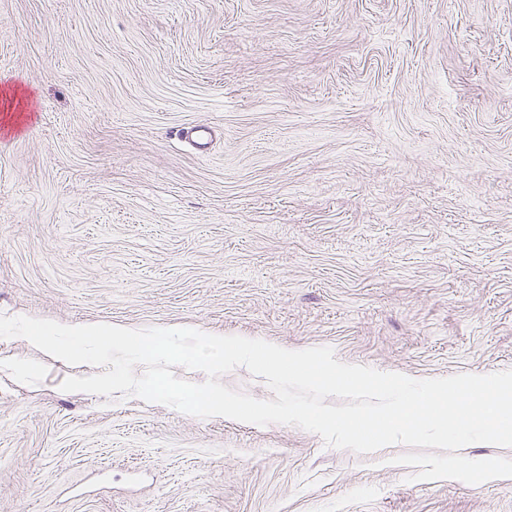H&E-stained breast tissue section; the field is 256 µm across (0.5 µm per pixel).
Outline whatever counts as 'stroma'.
Here are the masks:
<instances>
[{"instance_id": "stroma-1", "label": "stroma", "mask_w": 512, "mask_h": 512, "mask_svg": "<svg viewBox=\"0 0 512 512\" xmlns=\"http://www.w3.org/2000/svg\"><path fill=\"white\" fill-rule=\"evenodd\" d=\"M0 314L511 370L512 0H0ZM95 372L0 338V512H512Z\"/></svg>"}]
</instances>
